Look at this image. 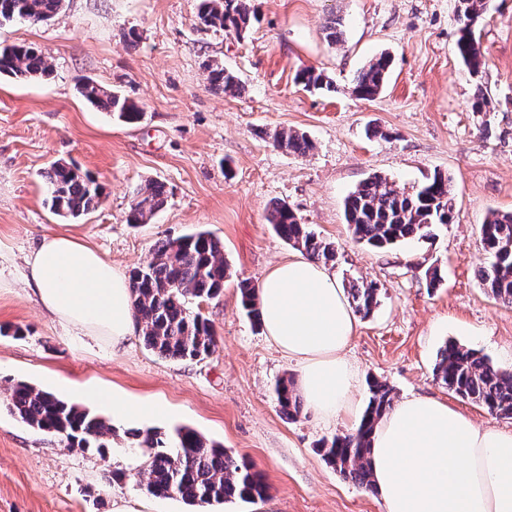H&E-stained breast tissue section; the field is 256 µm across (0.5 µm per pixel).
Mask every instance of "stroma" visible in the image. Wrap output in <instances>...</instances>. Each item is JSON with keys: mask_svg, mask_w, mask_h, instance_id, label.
<instances>
[{"mask_svg": "<svg viewBox=\"0 0 512 512\" xmlns=\"http://www.w3.org/2000/svg\"><path fill=\"white\" fill-rule=\"evenodd\" d=\"M458 0H255L257 18L236 38L200 25L198 0H66L51 20L0 24V46L32 43L49 77L0 76V397L26 382L110 416L93 394L107 390L169 409L160 419L116 422L106 454L69 449L22 423L0 404V512H112L115 498L148 512H195L139 485L141 452L125 431L189 427L260 470L269 487L256 503L202 512H383L376 493L333 470L319 441L354 430L309 412L277 411L273 386L294 367L241 309L236 281L259 282L295 250L266 221L283 202L320 238L334 242L331 269L342 288L375 284L378 304L359 318L346 353L358 372L355 399L368 382L395 399L426 394L477 423L512 431V419L448 392L434 376L437 353L454 341L493 364L512 363V305L495 300L478 270L487 262L479 229L494 211H512V0H485L476 31L486 64L472 74L457 53ZM340 43H331L330 23ZM391 65L382 92H351L354 73L379 54ZM215 59L235 71L238 92L213 88L204 68ZM324 70L334 92L297 84L303 69ZM120 92L144 109L134 125L116 122L78 92L83 80ZM488 101L473 109L476 93ZM376 135H369V128ZM277 130L306 134L300 155L274 148ZM93 175L105 199L77 220L54 214L45 175L51 164ZM451 179L455 219L430 237L387 250L357 243L344 199L372 174L412 189L434 172ZM165 184L169 198L150 221L125 215L136 191ZM205 230L221 240L233 274L221 300L191 303L208 318L216 347L200 361L163 359L134 336L127 352L71 336L25 286L20 272L44 234L65 231L124 272L146 262L155 243ZM440 271L426 285L428 267ZM21 327L20 338L8 331ZM122 469L104 483V468Z\"/></svg>", "mask_w": 512, "mask_h": 512, "instance_id": "1", "label": "stroma"}]
</instances>
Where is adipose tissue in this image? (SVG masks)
<instances>
[{"label": "adipose tissue", "mask_w": 512, "mask_h": 512, "mask_svg": "<svg viewBox=\"0 0 512 512\" xmlns=\"http://www.w3.org/2000/svg\"><path fill=\"white\" fill-rule=\"evenodd\" d=\"M23 279L62 327L128 348L137 329L130 280L91 247L44 235ZM257 288L264 334L293 363L306 409L326 423L355 419L356 373L345 352L357 320L335 275L299 254ZM369 461L384 512H512V433L477 425L438 399L395 404L373 432Z\"/></svg>", "instance_id": "ef3b65f1"}]
</instances>
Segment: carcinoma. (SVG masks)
<instances>
[{
	"mask_svg": "<svg viewBox=\"0 0 512 512\" xmlns=\"http://www.w3.org/2000/svg\"><path fill=\"white\" fill-rule=\"evenodd\" d=\"M66 0H0V23L23 20L47 22L59 13ZM482 0H459L462 27L457 50L473 74L485 64L476 23ZM254 0H199L197 18L206 28L243 36L255 19ZM211 86L224 92L239 87L237 74L212 62L205 64ZM390 61L385 55L370 59L357 71L352 94L369 100L385 84ZM46 57L32 45L0 47V75L19 80L50 76ZM312 91H333V81L322 71L310 68L296 76ZM81 96L118 121L135 124L143 109L114 92L86 82ZM272 144L306 154L312 142L304 133L276 131ZM50 208L62 217L78 219L101 206L103 187L75 166L55 162L45 175ZM164 184L153 181L137 190L126 213L129 224H144L167 203ZM345 220L353 238L375 249H387L402 242L430 235L436 224H450L454 218L450 178L440 172L418 187L405 190L387 178L374 174L348 194ZM269 223L288 244L316 261H336V245L318 237L301 223L285 203L273 205ZM481 241L487 265L479 270L483 285L492 296L512 304V212H493L481 226ZM231 278L224 261L223 243L205 232L166 237L155 244L151 258L130 275L134 312L144 346L163 358L202 360L213 352L212 325L188 304L211 302L224 295ZM242 308L250 320L261 325L256 285L248 279L237 281ZM349 296L355 311L369 316L378 304V288L372 283H354ZM436 378L457 397L485 407L489 412L512 418V372L495 366L474 349L447 342L439 350L434 367ZM279 411L289 419L302 411L303 402L293 382L281 378L274 387ZM5 406L22 422L56 436L68 448L109 447L116 436L111 421L87 406L69 403L54 394L24 382L16 383L6 396ZM393 406L392 389L385 383H369V398L359 425L350 433L324 439L318 452L345 479L358 487L374 490L368 454L373 431ZM130 445L144 457L142 473L146 491L159 498L178 497L191 506L222 504L239 500L254 503L264 499L268 486L254 465L236 457L224 446L206 440L194 429L183 427L170 438L155 431H131Z\"/></svg>",
	"mask_w": 512,
	"mask_h": 512,
	"instance_id": "cac0c4a2",
	"label": "carcinoma"
}]
</instances>
